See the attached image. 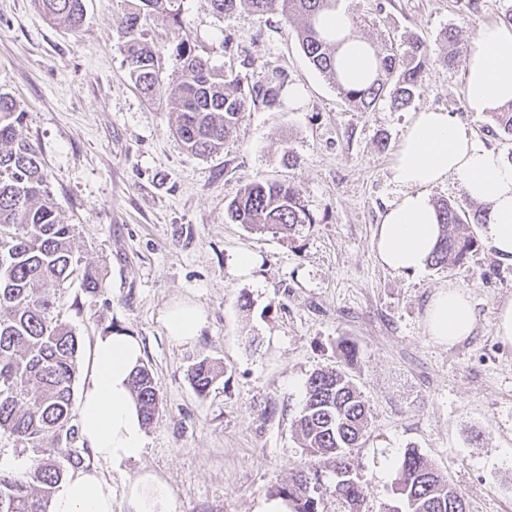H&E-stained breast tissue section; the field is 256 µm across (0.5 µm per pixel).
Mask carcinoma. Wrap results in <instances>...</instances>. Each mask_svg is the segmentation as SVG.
<instances>
[{"mask_svg": "<svg viewBox=\"0 0 512 512\" xmlns=\"http://www.w3.org/2000/svg\"><path fill=\"white\" fill-rule=\"evenodd\" d=\"M118 20L119 49L131 79L148 101L165 99L177 113L174 132L187 153L209 157L218 153L245 112L258 103L272 106L280 88L244 87L227 78L198 54L181 34L182 0H124ZM213 11L230 13L246 4L260 16L279 13L298 17L296 37L309 63L333 84L348 104L370 112L381 103L406 108L419 94L422 73L430 61L428 46L418 38L373 50L372 79L360 88L346 86L336 66L339 43L321 27V18L336 10L338 0H208ZM45 15L76 28L84 17V0H39ZM166 19L181 62L176 84L161 77L162 53L147 39V26ZM445 52L437 61L450 67L467 50L458 30L440 35ZM24 112L7 92L0 91V439L12 443L28 460L22 471L0 468V512H48V503L68 471L84 467L85 458L71 443L78 435L74 383L79 339L59 318L57 289L78 280L92 295L102 280L95 267L74 251L76 225L66 224L46 184L36 146L23 134ZM498 130L512 137V102L492 113ZM441 234L428 257L446 268L466 260L476 240L470 224L483 223V210L466 212L447 200L435 202ZM230 218L258 233L288 234L298 224H311L300 186L257 181L239 190L227 204ZM218 372L206 358L194 363L189 380L200 395L209 392ZM131 390L143 422L151 423L159 408V389L142 365L131 378ZM370 423L368 406L343 369L318 370L305 386V402L295 421L301 445L314 457L329 461L336 475L332 494L348 512H361L364 500L355 468V449L362 447ZM321 471L309 467L276 487L275 495L289 512H318ZM397 491L406 510L392 512H468L464 496L416 448H408L398 469Z\"/></svg>", "mask_w": 512, "mask_h": 512, "instance_id": "1", "label": "carcinoma"}]
</instances>
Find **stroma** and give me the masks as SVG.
Returning <instances> with one entry per match:
<instances>
[{"instance_id": "obj_1", "label": "stroma", "mask_w": 512, "mask_h": 512, "mask_svg": "<svg viewBox=\"0 0 512 512\" xmlns=\"http://www.w3.org/2000/svg\"><path fill=\"white\" fill-rule=\"evenodd\" d=\"M356 34L415 35L440 55L438 34L453 25L475 44L512 0H339ZM76 30L45 19L38 0H0V90L25 112L54 201L76 225L74 249L95 265L101 291L77 285L56 294L79 337L83 387L97 337L138 338L161 403L146 425L139 459L87 456L111 482L112 512L141 469L163 479L172 512H261L296 469L324 461L305 453L295 429L308 377L346 369L369 405L370 429L355 453L363 512L399 505L397 471L417 448L464 496L469 512H512V345L495 335L499 305L512 299V262L500 259L481 225L462 264L414 274L383 267L372 238L400 194L392 161L414 112L444 110L499 154L512 141L490 114L470 111L465 58L434 63L409 108L353 110L315 71L278 14L246 5L221 15L208 0H182V34L212 66L248 85L280 74L276 106L251 108L223 150L191 156L173 134L167 103H149L117 48L123 0H85ZM303 97L289 104L288 89ZM270 179L299 184L313 223L290 236L232 223L226 206L244 186ZM254 268L236 270L240 252ZM465 289L477 309L472 336L448 347L428 336L426 303L437 290ZM190 302L207 325L194 343L169 339L163 323ZM356 357L345 363L342 349ZM221 374L206 395L188 370L201 358Z\"/></svg>"}]
</instances>
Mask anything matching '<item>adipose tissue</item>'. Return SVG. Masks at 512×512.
Masks as SVG:
<instances>
[{"mask_svg": "<svg viewBox=\"0 0 512 512\" xmlns=\"http://www.w3.org/2000/svg\"><path fill=\"white\" fill-rule=\"evenodd\" d=\"M324 27L339 40L340 66L354 81L374 67L368 45L352 33V20L342 11L326 14ZM468 107L491 112L512 102V26L480 28L476 47L465 66ZM393 178L401 188L378 224L373 247L379 263L393 271L422 269L439 236L435 207L428 188L456 177L467 195L487 203L483 233L500 257L512 259V164L486 148L465 125L449 113L424 108L416 112L394 158ZM168 337L179 344L194 342L206 325L204 313L179 303L164 317ZM477 316L466 290L435 292L425 308L428 336L455 345L472 335ZM141 343L125 333L99 337L92 353L91 372L83 386L80 429L97 458L121 463L143 452L146 435L129 382L141 365ZM131 512H171L167 486L151 471L128 484ZM48 512H112V485L98 471L80 469L59 487Z\"/></svg>", "mask_w": 512, "mask_h": 512, "instance_id": "1", "label": "adipose tissue"}]
</instances>
